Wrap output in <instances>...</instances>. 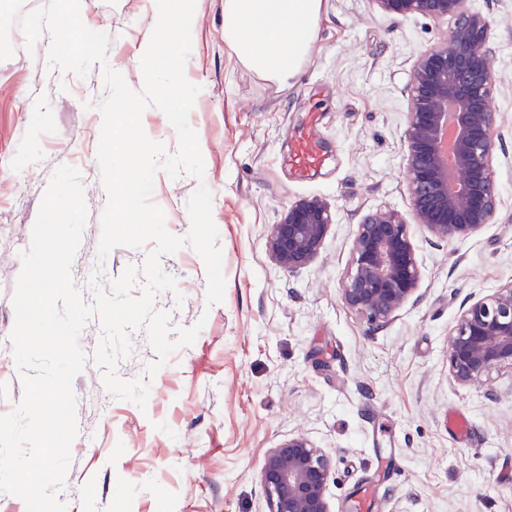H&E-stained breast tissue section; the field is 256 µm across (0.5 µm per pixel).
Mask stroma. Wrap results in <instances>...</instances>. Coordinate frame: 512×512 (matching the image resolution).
Listing matches in <instances>:
<instances>
[{
	"instance_id": "1",
	"label": "stroma",
	"mask_w": 512,
	"mask_h": 512,
	"mask_svg": "<svg viewBox=\"0 0 512 512\" xmlns=\"http://www.w3.org/2000/svg\"><path fill=\"white\" fill-rule=\"evenodd\" d=\"M468 5L493 24L498 217L466 240L410 225L420 299L375 330L342 302V283L360 218L376 209L411 214L404 90L417 52L443 39L449 22L384 15L370 0H320L298 73L283 85L248 69L225 42L224 0H196L185 75L200 88L188 122L202 142L204 174L157 172L151 201L168 231L183 236L190 196L201 184L211 192L225 297L207 305L205 266L192 247L162 257L178 290L159 293L156 308L172 329L201 330L152 377L148 334L131 332V354L116 374L149 382L146 408L115 400L94 363L74 378L78 434L59 494L67 512H268L263 457L299 433L332 461V512H358L368 488L371 512H512V371L493 372L485 386H461L448 374V340L463 307L512 283V0ZM156 13L155 0H80L82 22L110 37L106 64L83 79L48 71L49 35L29 51L20 25L10 30L14 53L0 61V416L24 393L10 343L13 295L57 168H76L85 189L71 267L84 301L95 268L108 283L149 253L118 246L98 259L107 202L98 105L108 95L103 66L141 89L133 58ZM311 120L322 161L299 177L286 158ZM306 196L325 200L336 222L320 256L288 272L271 261L266 237ZM451 409L470 421L467 442L445 426Z\"/></svg>"
}]
</instances>
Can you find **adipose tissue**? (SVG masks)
Masks as SVG:
<instances>
[{"label":"adipose tissue","mask_w":512,"mask_h":512,"mask_svg":"<svg viewBox=\"0 0 512 512\" xmlns=\"http://www.w3.org/2000/svg\"><path fill=\"white\" fill-rule=\"evenodd\" d=\"M320 0H224V29L240 56L280 83L293 79L314 34Z\"/></svg>","instance_id":"adipose-tissue-1"}]
</instances>
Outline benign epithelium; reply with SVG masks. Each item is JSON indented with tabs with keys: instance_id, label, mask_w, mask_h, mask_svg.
I'll list each match as a JSON object with an SVG mask.
<instances>
[{
	"instance_id": "1",
	"label": "benign epithelium",
	"mask_w": 512,
	"mask_h": 512,
	"mask_svg": "<svg viewBox=\"0 0 512 512\" xmlns=\"http://www.w3.org/2000/svg\"><path fill=\"white\" fill-rule=\"evenodd\" d=\"M371 2L386 15L452 20L444 40L417 52L406 85L404 168L414 223L437 237L467 239L498 214L492 24L467 0ZM333 224L322 198L293 202L267 235L271 260L289 272L310 264ZM420 277L402 215L392 209L365 214L357 224L343 302L381 328L416 296ZM501 368L512 369V285L463 309L448 343V372L459 385L484 382ZM330 469V457L304 434L269 449L261 467L268 512H332Z\"/></svg>"
}]
</instances>
